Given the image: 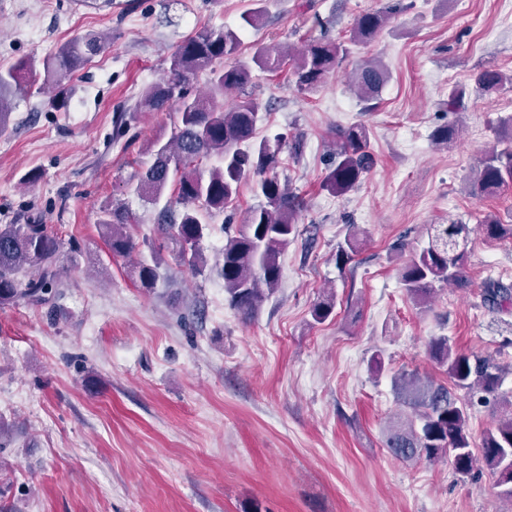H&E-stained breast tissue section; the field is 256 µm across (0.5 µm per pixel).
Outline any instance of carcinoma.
Masks as SVG:
<instances>
[{
    "label": "carcinoma",
    "mask_w": 512,
    "mask_h": 512,
    "mask_svg": "<svg viewBox=\"0 0 512 512\" xmlns=\"http://www.w3.org/2000/svg\"><path fill=\"white\" fill-rule=\"evenodd\" d=\"M260 0H250L241 20L256 28L262 19ZM403 10L396 3L385 11L366 12L355 21L350 42L366 43ZM241 38L237 29L204 27L183 41L172 54L166 74L148 85L137 108L145 111L176 112L169 137H158L147 146L149 164L139 174L138 192L150 203L157 202L169 187H174L176 213L163 208L158 215L155 236L137 243L128 231L132 213L122 206L102 210L98 225L104 244L114 256L136 252L135 275L148 292L168 286L162 273L166 260L163 251L171 250L176 263L194 274L208 270L224 282L228 306L244 320L253 318L263 302L279 287V255L297 232L296 215L302 200L282 185L277 169L287 137L260 138L256 123L261 104L245 94L254 72L273 71L289 56L288 51H272L258 46L249 57L240 55ZM106 50V43L95 35H76L42 62L44 82L57 86L69 79L83 64ZM346 53L343 43L316 40L302 50L293 70L295 83L304 90L317 88ZM35 61L21 60L0 70V134L6 128L13 103L6 93L32 87L30 78ZM207 73L211 90L222 94L236 89L242 97L226 111L214 98L195 93L192 81ZM390 78L380 60L359 67L353 76L357 94L365 101L376 99ZM512 82L498 69H487L476 77L485 93H493ZM496 146L485 153L469 180L472 194L494 197L512 188V115L498 120ZM458 136L454 126L432 132V140L448 145ZM370 136L362 125L336 132V153L323 187L338 196L357 188L374 165L369 151ZM217 156L220 164L203 174L198 164ZM255 177L254 194L261 202L251 208L244 224L224 227L226 239L220 257L213 265L200 248L208 233L207 218L224 212L237 197L242 179ZM480 224L490 240L512 238V224L502 223L495 214L486 215ZM469 228L452 222L437 224L428 246L422 248L400 270V281L407 296L417 305L430 304L437 288L463 285L468 259ZM61 243L45 224L0 225V306L25 303L42 305L63 287L57 266ZM358 249L357 234L338 246L337 263L351 259ZM484 305L492 312L512 304V285L490 280L485 283ZM335 298L325 294L311 310L317 323L333 312ZM431 358L444 369L454 388L469 395L461 402L448 387L418 373L395 377L398 397L413 409L417 420L405 418L389 427L387 448L403 461L448 458L454 473L470 476L479 466L488 470L497 493L512 500V413L487 429L479 445L472 442L469 410L474 402L487 403L498 396L503 369L491 358L458 351L446 336L429 341Z\"/></svg>",
    "instance_id": "1"
}]
</instances>
